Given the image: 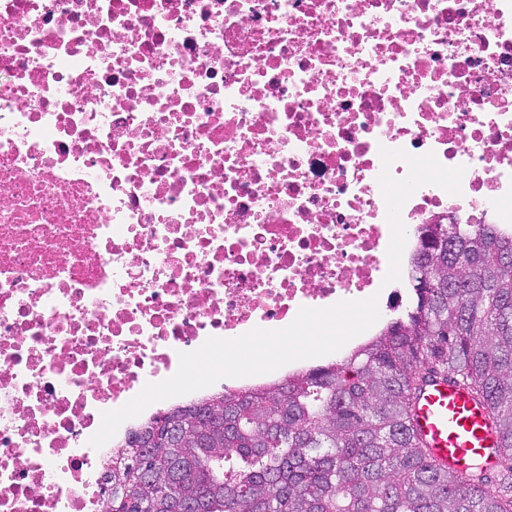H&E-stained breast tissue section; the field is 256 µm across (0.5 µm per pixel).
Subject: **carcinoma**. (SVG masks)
<instances>
[{"mask_svg":"<svg viewBox=\"0 0 512 512\" xmlns=\"http://www.w3.org/2000/svg\"><path fill=\"white\" fill-rule=\"evenodd\" d=\"M432 255L442 272L424 277ZM405 316L336 361L150 418L122 446L101 512H512V229L428 224ZM436 377L484 407L502 473L438 465L413 426ZM224 411V432L202 418ZM191 430L166 448L173 419ZM153 474L154 483L142 477Z\"/></svg>","mask_w":512,"mask_h":512,"instance_id":"cac0c4a2","label":"carcinoma"}]
</instances>
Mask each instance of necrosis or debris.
<instances>
[{"mask_svg":"<svg viewBox=\"0 0 512 512\" xmlns=\"http://www.w3.org/2000/svg\"><path fill=\"white\" fill-rule=\"evenodd\" d=\"M512 216V0H0V512H99L101 415L211 337L411 305Z\"/></svg>","mask_w":512,"mask_h":512,"instance_id":"1","label":"necrosis or debris"}]
</instances>
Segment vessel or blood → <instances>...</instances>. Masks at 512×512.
I'll return each mask as SVG.
<instances>
[{
  "label": "vessel or blood",
  "mask_w": 512,
  "mask_h": 512,
  "mask_svg": "<svg viewBox=\"0 0 512 512\" xmlns=\"http://www.w3.org/2000/svg\"><path fill=\"white\" fill-rule=\"evenodd\" d=\"M416 427L437 462L457 473L493 469L497 437L481 406L462 388L444 381L429 385L417 403Z\"/></svg>",
  "instance_id": "b4317fda"
}]
</instances>
